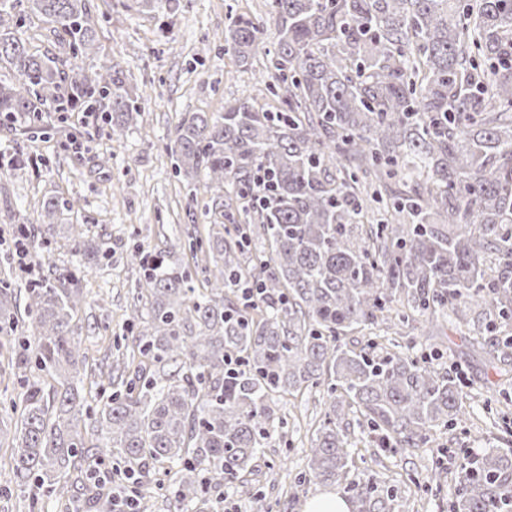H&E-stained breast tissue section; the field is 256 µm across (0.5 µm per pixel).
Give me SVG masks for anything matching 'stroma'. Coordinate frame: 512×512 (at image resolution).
Returning a JSON list of instances; mask_svg holds the SVG:
<instances>
[{
    "mask_svg": "<svg viewBox=\"0 0 512 512\" xmlns=\"http://www.w3.org/2000/svg\"><path fill=\"white\" fill-rule=\"evenodd\" d=\"M267 0H178L171 11H113V0H91L94 14H107L97 27V55L114 57L148 103L142 118L123 137L109 140L104 130L83 124L77 113L54 123L50 138L30 140L23 123L0 127V278L17 284L47 276L52 267L75 264L66 235L49 245L39 237L18 242L13 229L21 220L40 222V204L50 195L73 200L64 224H87L93 245L106 250L99 264L85 271V300L78 313L81 349L102 358L123 335L130 316L132 290L140 269L127 256L136 249L168 253L190 264L185 231L206 228L211 219L203 206L188 208L189 187L176 177L169 154L175 126L190 112H220L226 101L267 97L266 52L277 40ZM239 14L263 19L265 35L252 70L240 68L224 41V29ZM81 148H66L68 136ZM376 340L380 351L412 348L422 359L437 353L460 378L464 418L433 431L422 447L380 451L362 428L351 426L355 476L370 475L395 487L399 512H449L464 453L512 448V364L494 372L483 346L465 328L448 327L446 335L427 337L420 330L374 338L371 330L347 336L361 348ZM320 391L281 399L277 415L288 425L272 439L257 471L240 482L209 494L208 512H304L306 502L327 491V484L307 479L310 439L324 418ZM441 473L442 486L425 491L424 483Z\"/></svg>",
    "mask_w": 512,
    "mask_h": 512,
    "instance_id": "obj_1",
    "label": "stroma"
}]
</instances>
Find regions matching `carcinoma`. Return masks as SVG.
Wrapping results in <instances>:
<instances>
[{
  "label": "carcinoma",
  "mask_w": 512,
  "mask_h": 512,
  "mask_svg": "<svg viewBox=\"0 0 512 512\" xmlns=\"http://www.w3.org/2000/svg\"><path fill=\"white\" fill-rule=\"evenodd\" d=\"M172 0H116L163 11ZM278 37L268 52L277 104L237 99L190 112L175 127L174 173L195 176L189 203L224 198L249 216L239 239L209 225L188 246L204 288L163 253L142 270L128 320L130 360H115L100 405L80 401L87 357L76 322L83 303L87 224H71L78 264L25 288L43 377L22 394L11 438L19 485L65 496L104 472L149 487L175 464L176 496L205 504L211 488L253 473L287 420L274 400L323 386L332 399L311 438L309 473L349 494L357 512H395L393 489L356 478L348 426L355 409L383 448H416L463 416L460 382L406 350L378 354L341 343L355 330L451 318L495 333L512 324V0H267ZM37 18L57 52L15 35ZM264 22L236 16L224 33L238 66L253 67ZM89 0H0V120L44 112H102L120 139L145 97L120 64L95 71ZM74 202L41 204L42 238ZM242 295V307L226 294ZM18 291L0 280V332L18 328ZM260 310L254 318L249 310ZM512 355V336L489 342ZM29 353V354H31ZM29 354L14 358L21 372ZM451 512H512V448L460 464Z\"/></svg>",
  "instance_id": "1"
}]
</instances>
